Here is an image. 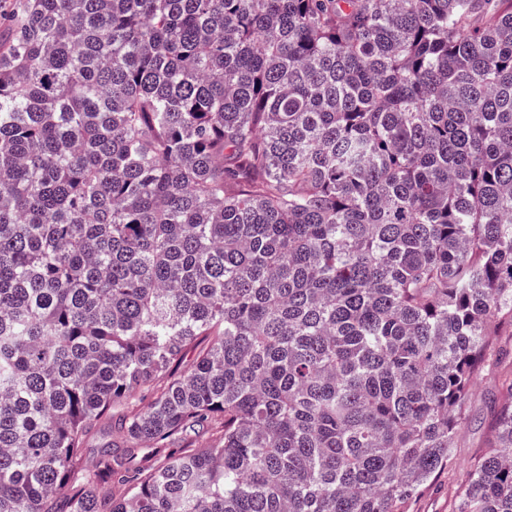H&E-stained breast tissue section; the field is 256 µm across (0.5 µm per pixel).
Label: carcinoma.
<instances>
[{"label": "carcinoma", "instance_id": "1", "mask_svg": "<svg viewBox=\"0 0 512 512\" xmlns=\"http://www.w3.org/2000/svg\"><path fill=\"white\" fill-rule=\"evenodd\" d=\"M507 330L512 0H14L0 512H404ZM120 414L104 416L91 424L83 437V464L92 467L96 461L98 448L111 443L118 435V422Z\"/></svg>", "mask_w": 512, "mask_h": 512}]
</instances>
